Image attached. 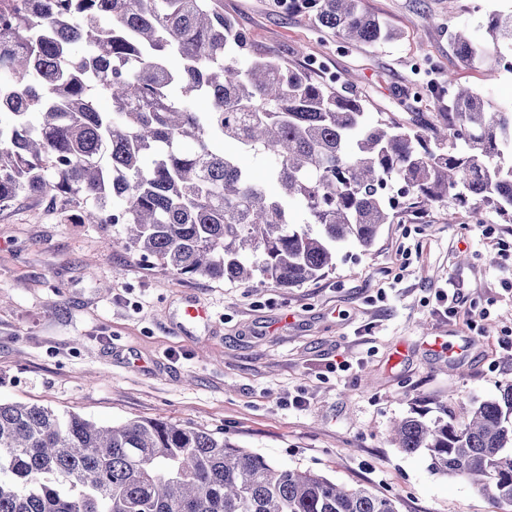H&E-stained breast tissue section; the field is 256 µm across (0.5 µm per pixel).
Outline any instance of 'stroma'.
<instances>
[{
    "mask_svg": "<svg viewBox=\"0 0 512 512\" xmlns=\"http://www.w3.org/2000/svg\"><path fill=\"white\" fill-rule=\"evenodd\" d=\"M396 33L379 45L321 39L279 0H224L255 51L352 79L370 120L430 121L426 91L447 76L496 107L512 72L466 68L451 35L481 33L512 0H366ZM21 196L0 208V400L103 424L165 416L223 433L283 467L363 484L399 512H512L468 481L431 474L390 427L412 399L447 402L456 422L512 383V223L433 204L384 225L369 251L297 288L178 277L116 248L120 225ZM457 298L451 317L436 299ZM208 322L184 325L189 302ZM303 397L294 407V397Z\"/></svg>",
    "mask_w": 512,
    "mask_h": 512,
    "instance_id": "obj_1",
    "label": "stroma"
}]
</instances>
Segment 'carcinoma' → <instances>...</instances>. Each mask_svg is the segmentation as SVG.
<instances>
[{"label": "carcinoma", "mask_w": 512, "mask_h": 512, "mask_svg": "<svg viewBox=\"0 0 512 512\" xmlns=\"http://www.w3.org/2000/svg\"><path fill=\"white\" fill-rule=\"evenodd\" d=\"M322 38L394 33L366 0H290ZM466 66L512 70V13L452 37ZM180 60V68L169 59ZM428 88L442 126L371 123L350 80L257 56L224 0H0V208L22 194L121 224L116 244L172 273L299 287L395 223L392 186L512 222V106L448 79ZM112 102L101 112L97 97ZM204 99L200 112L195 102ZM270 160L259 177L224 150ZM304 215L303 221L296 213ZM417 405L394 425L404 453L512 505V384L458 424ZM0 512H398L364 485L284 468L224 433L166 418L98 425L0 401Z\"/></svg>", "instance_id": "obj_1"}]
</instances>
